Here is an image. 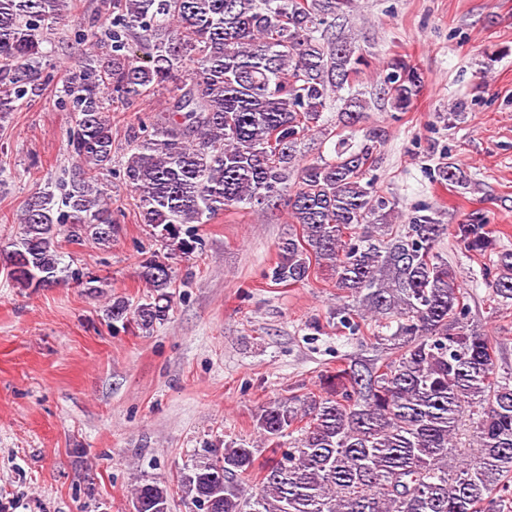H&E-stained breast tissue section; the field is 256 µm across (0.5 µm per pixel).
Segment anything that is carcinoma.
I'll list each match as a JSON object with an SVG mask.
<instances>
[{
    "label": "carcinoma",
    "instance_id": "1",
    "mask_svg": "<svg viewBox=\"0 0 512 512\" xmlns=\"http://www.w3.org/2000/svg\"><path fill=\"white\" fill-rule=\"evenodd\" d=\"M76 0H0V122L40 92L49 35ZM355 0H102L106 21L81 30L89 44L63 94L77 113L67 133L77 159L61 202L50 187L27 200L19 238L0 250L20 288H51L66 277L60 239L112 245L119 226L107 193L112 103L129 107L159 91L166 107L130 127L123 179L141 223L168 255L197 249L196 225L232 208L286 199L298 226L276 246V284L331 271L344 303L339 323L353 335L376 322L372 339L392 343L386 363H338L316 388L259 408L255 428L273 457L254 473L255 448L224 444L180 480L199 512H512V373L496 372V350L468 324L455 271L437 251L444 234L495 260L485 268L489 299L512 305V251L494 250L487 218L449 227L413 214L399 228L393 200L369 171L383 143L377 127L329 159L300 165L311 133L336 136L323 114L354 127L368 102L352 91L366 50L341 20ZM104 51L97 52L96 48ZM422 90L417 67L397 56L377 95L405 112ZM436 180L463 186L453 162ZM148 295L107 306L108 323L149 331L171 307L166 257L142 261ZM388 329L391 334L383 333ZM134 512H172L170 489L144 481Z\"/></svg>",
    "mask_w": 512,
    "mask_h": 512
}]
</instances>
